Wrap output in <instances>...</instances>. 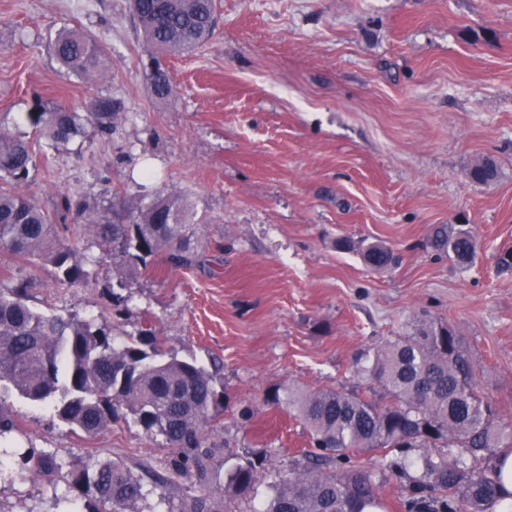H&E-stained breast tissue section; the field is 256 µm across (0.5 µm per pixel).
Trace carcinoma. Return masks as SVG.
I'll list each match as a JSON object with an SVG mask.
<instances>
[{"label": "carcinoma", "mask_w": 512, "mask_h": 512, "mask_svg": "<svg viewBox=\"0 0 512 512\" xmlns=\"http://www.w3.org/2000/svg\"><path fill=\"white\" fill-rule=\"evenodd\" d=\"M151 58L146 78L153 96L170 100L174 85L161 56H184L201 49L216 27L214 0H131ZM50 56L66 73L91 81L107 76V50L83 30H65L50 44ZM125 107L95 96L79 106L48 107L35 101L27 113L45 146L57 149L93 126L110 136ZM36 166L28 142L0 128V245L19 260L0 285V387L34 401L55 403L58 416L93 437L118 419L132 418L167 445L165 470H138L118 462L83 465L65 474L88 497L84 512H139L145 487L165 488L185 478L180 504L168 512H234L232 495L248 492L264 451L232 464L224 497L215 498L212 460L215 444L205 431L216 403V374L191 359L165 351L166 340L148 327L115 344L112 327L75 316L62 317L31 306L36 267L53 268L58 280L78 284L89 277L76 248L59 236L60 213H74L94 234L101 250L112 255L113 276L131 288L157 259L192 267L197 255L189 243L201 217L181 193L156 196L145 206H128L113 220L110 210L79 197H62L56 212L39 205L20 188ZM496 163L485 159L471 170L472 180L488 186L498 178ZM431 246L459 267L477 251L471 231L446 225L434 229ZM364 260L381 269L395 261L393 252L371 245ZM357 374L390 398L384 405L346 388L306 390L294 385L267 395L271 406L293 415L307 430L311 449L272 485L271 495L255 512H386L373 477L403 483V512H486L496 499L500 476L494 462L512 453L492 403L478 391L474 370L461 339L425 315L408 332L364 355ZM414 448H435L415 472L406 464ZM374 452L371 469L355 456ZM62 471L56 456L32 448L20 454L4 474L23 484L34 474L52 478Z\"/></svg>", "instance_id": "cac0c4a2"}]
</instances>
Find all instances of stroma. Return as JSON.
<instances>
[{
  "mask_svg": "<svg viewBox=\"0 0 512 512\" xmlns=\"http://www.w3.org/2000/svg\"><path fill=\"white\" fill-rule=\"evenodd\" d=\"M215 4L206 46L166 59L176 93L162 102L128 0H0V126L36 155L24 193L48 208L69 194L118 210L175 191L203 217L192 239L200 266L143 275L119 316L110 255L65 221L90 276L67 286L38 268L34 305L107 321L119 339L153 325L171 352L218 367L212 438L271 453L241 512L310 447L266 395L292 382L366 391L356 358L424 312L462 338L479 390L512 425V269L498 264L512 249V0ZM66 28L107 48L106 79L60 72L46 45ZM96 95L126 106L112 136L89 126L47 151L26 118L34 99ZM486 158L499 177L481 187L469 173ZM441 224L477 237L471 267L429 247ZM371 244L397 263L367 266L358 248ZM0 404L21 425L16 449L67 466L165 463L163 438L133 419L87 437L53 405L4 389ZM85 502L41 475L0 482V512H82Z\"/></svg>",
  "mask_w": 512,
  "mask_h": 512,
  "instance_id": "stroma-1",
  "label": "stroma"
}]
</instances>
